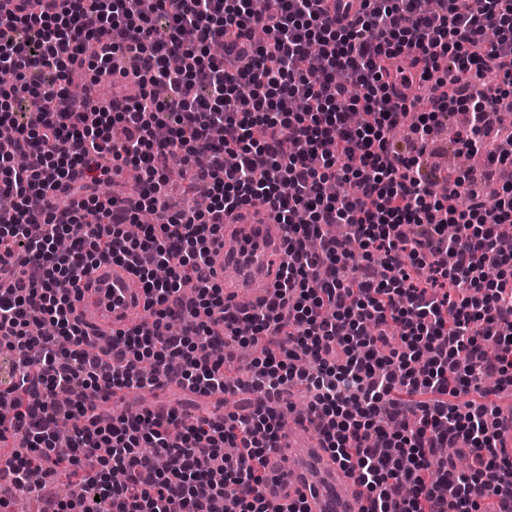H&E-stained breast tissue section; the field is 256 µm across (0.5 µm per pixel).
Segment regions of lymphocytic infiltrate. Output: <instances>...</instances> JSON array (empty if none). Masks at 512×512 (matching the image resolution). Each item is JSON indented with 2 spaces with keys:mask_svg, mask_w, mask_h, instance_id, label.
<instances>
[{
  "mask_svg": "<svg viewBox=\"0 0 512 512\" xmlns=\"http://www.w3.org/2000/svg\"><path fill=\"white\" fill-rule=\"evenodd\" d=\"M360 2L154 0L141 14L127 0L0 6V70L16 77L0 89V131L37 159L0 155V269L12 273L0 283V355L15 394L0 414V445L13 447L0 476L11 489L36 491L68 464L78 494L50 512H95L101 498L112 512H307L300 500L268 501L261 471L298 379L323 448L367 491L363 512H512V412L484 402L512 395V252L497 237L512 223V179L499 181L494 207L475 196L456 205L512 164L489 148L504 95L484 82L493 69L512 85V0ZM213 44L222 55L208 54ZM447 56L455 73L444 79ZM122 57L136 62L134 94L94 105L95 84L114 79ZM84 68L82 95L57 86ZM417 68L431 84L424 112L407 106ZM448 112L464 117L461 151L486 152L488 164L454 177L442 200L388 133L406 124L431 139ZM108 152L139 172L121 209ZM176 161L206 209L163 206ZM333 180L350 191L327 195ZM259 203L284 224L289 260L272 294L242 314L211 275L212 249L225 216ZM146 210L156 223L139 224ZM331 224L349 225V237H330ZM116 252L144 284L150 319L91 353L72 293ZM36 321L52 335H29ZM262 339L244 387L265 400L249 413L189 423L146 410L104 422L87 400L152 386L145 366L163 376L174 361L183 388L225 391L230 348ZM457 443L463 470L436 454Z\"/></svg>",
  "mask_w": 512,
  "mask_h": 512,
  "instance_id": "obj_1",
  "label": "lymphocytic infiltrate"
}]
</instances>
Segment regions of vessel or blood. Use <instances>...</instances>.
Returning a JSON list of instances; mask_svg holds the SVG:
<instances>
[{
	"instance_id": "obj_1",
	"label": "vessel or blood",
	"mask_w": 512,
	"mask_h": 512,
	"mask_svg": "<svg viewBox=\"0 0 512 512\" xmlns=\"http://www.w3.org/2000/svg\"><path fill=\"white\" fill-rule=\"evenodd\" d=\"M285 230L275 212L259 205L241 211L224 226V243L214 248L213 277L223 280L233 267L234 288L228 296L267 298L275 274L286 261ZM148 300L144 286L126 260L111 258L90 269L78 285L75 315L90 342L112 337L132 326L136 311ZM310 412L293 415L280 448L267 457L266 497L277 503L303 499L308 512H361L364 489L340 462L309 434Z\"/></svg>"
}]
</instances>
